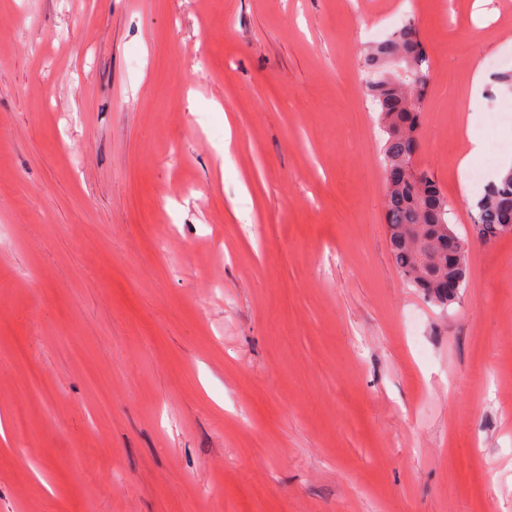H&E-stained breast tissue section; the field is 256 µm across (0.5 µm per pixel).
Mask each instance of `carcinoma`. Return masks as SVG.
Listing matches in <instances>:
<instances>
[{"label":"carcinoma","mask_w":512,"mask_h":512,"mask_svg":"<svg viewBox=\"0 0 512 512\" xmlns=\"http://www.w3.org/2000/svg\"><path fill=\"white\" fill-rule=\"evenodd\" d=\"M365 72L381 75L372 85L386 135L382 166L389 245L403 276L430 301L446 306L467 285L465 253L448 251V240L466 245L449 222L444 189L425 172L408 173L416 149L429 80V60L419 31L407 21L392 36L366 50ZM473 233L493 241L512 236V172L506 171L476 202Z\"/></svg>","instance_id":"carcinoma-1"}]
</instances>
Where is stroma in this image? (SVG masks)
Masks as SVG:
<instances>
[{
    "label": "stroma",
    "mask_w": 512,
    "mask_h": 512,
    "mask_svg": "<svg viewBox=\"0 0 512 512\" xmlns=\"http://www.w3.org/2000/svg\"><path fill=\"white\" fill-rule=\"evenodd\" d=\"M407 20L446 307L388 248L360 67ZM477 61L512 71V0H0V512H512V237L470 179L512 92Z\"/></svg>",
    "instance_id": "35a3bbf8"
}]
</instances>
